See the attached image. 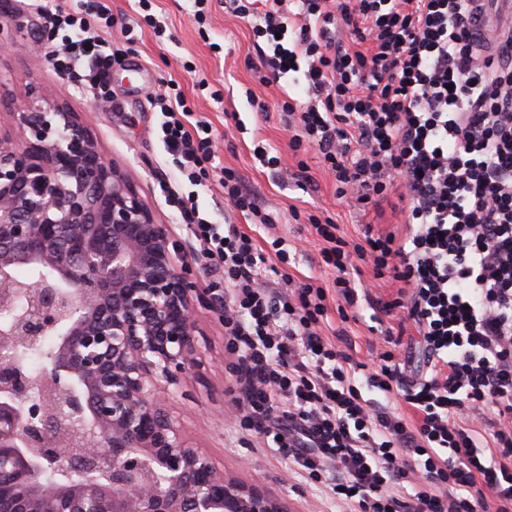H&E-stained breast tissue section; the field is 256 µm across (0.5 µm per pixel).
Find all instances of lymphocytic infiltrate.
I'll use <instances>...</instances> for the list:
<instances>
[{
	"instance_id": "lymphocytic-infiltrate-1",
	"label": "lymphocytic infiltrate",
	"mask_w": 512,
	"mask_h": 512,
	"mask_svg": "<svg viewBox=\"0 0 512 512\" xmlns=\"http://www.w3.org/2000/svg\"><path fill=\"white\" fill-rule=\"evenodd\" d=\"M254 20L259 63L273 82L304 85L289 106L292 150L321 154L336 194L358 210L403 203V235L338 234L310 217L331 287L315 277L269 288V258L237 224L201 215L194 195L171 201L222 267L224 340L243 425L266 438L348 512H512V16L488 22L477 0H224ZM104 0L49 15L44 56L89 91L112 67ZM346 28L349 40L337 39ZM153 103L165 147L192 185L210 178L211 127L182 93ZM224 199L256 226L272 211L233 171ZM398 282L386 301L361 280ZM340 321L369 322L375 369L337 349ZM370 315H363V308ZM414 326L413 369L403 336ZM408 405L389 410L388 401Z\"/></svg>"
}]
</instances>
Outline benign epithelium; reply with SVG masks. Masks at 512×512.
<instances>
[{
	"label": "benign epithelium",
	"instance_id": "7a95c632",
	"mask_svg": "<svg viewBox=\"0 0 512 512\" xmlns=\"http://www.w3.org/2000/svg\"><path fill=\"white\" fill-rule=\"evenodd\" d=\"M198 263L50 89L0 117V512H288L168 405L223 309Z\"/></svg>",
	"mask_w": 512,
	"mask_h": 512
}]
</instances>
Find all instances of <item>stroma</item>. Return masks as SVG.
I'll list each match as a JSON object with an SVG mask.
<instances>
[{"mask_svg":"<svg viewBox=\"0 0 512 512\" xmlns=\"http://www.w3.org/2000/svg\"><path fill=\"white\" fill-rule=\"evenodd\" d=\"M62 1L74 8L79 5L78 0H0V21L5 24L0 37L6 42L5 49H0V105H22L34 85L53 90L58 103L80 113L91 126L102 151L130 172L156 218L180 225L183 238H190L191 231L181 226L179 213L169 200L174 190L195 192L201 213L215 223H243V216L225 202L219 185L227 168L239 175L246 188L276 207V230L291 247L287 272L295 280L315 276L328 284L334 273L319 267L320 242L308 222L292 219L291 206L331 217L349 238L357 237L368 225L377 231H399L401 216L391 208L360 213L338 199L335 182L325 172L318 151L290 149L292 133L281 121L282 105L289 97L303 99L305 91L295 88L286 96L277 85L260 80L252 22L229 13L224 0H211L199 19L191 0H152L151 12L165 21L166 32L158 36L145 25L136 29L131 43L120 25L137 19L138 6L135 0H111V41L120 54L112 64L105 96L62 79L50 64L28 65L31 48L43 39L47 14ZM172 81L180 85L196 117L212 126L210 180L196 188L182 178L175 157L164 147L162 116L149 102L151 94ZM240 122L245 131L237 130ZM259 141L277 149L289 170L306 162L310 182H284L256 164L252 150ZM199 327L200 370L172 402L186 434L218 468L244 484L264 486L286 502L290 512H340L323 487L294 474L289 461L269 448L263 436L242 429L230 401L233 375L231 358L224 349L222 319L201 311Z\"/></svg>","mask_w":512,"mask_h":512,"instance_id":"1","label":"stroma"}]
</instances>
